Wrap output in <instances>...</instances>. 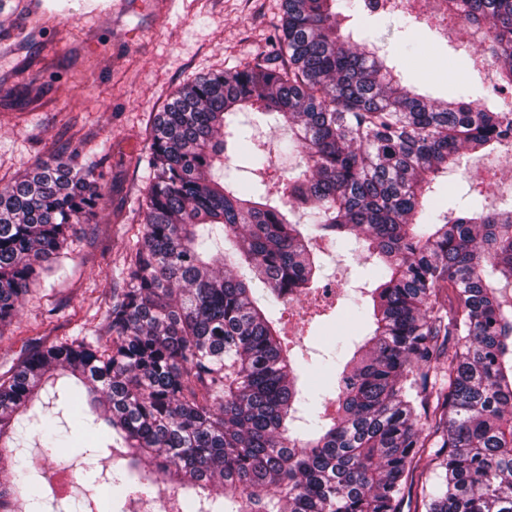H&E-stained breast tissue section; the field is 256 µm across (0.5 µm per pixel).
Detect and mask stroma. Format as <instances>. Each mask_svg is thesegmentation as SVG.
Returning <instances> with one entry per match:
<instances>
[{
  "instance_id": "stroma-1",
  "label": "stroma",
  "mask_w": 512,
  "mask_h": 512,
  "mask_svg": "<svg viewBox=\"0 0 512 512\" xmlns=\"http://www.w3.org/2000/svg\"><path fill=\"white\" fill-rule=\"evenodd\" d=\"M284 0H0V185L42 161L94 163L107 195L95 223L70 238L63 276L26 295L11 325L0 328V371L17 364L31 339L93 336L112 294L111 274L126 257L127 225L149 184L148 145L155 116L174 93L200 76L268 53ZM384 15L355 16L368 34L393 30L381 52L408 84L439 98L458 84L487 96L495 68L478 39L438 34L427 23L405 29ZM485 181L489 210L512 207V160L478 153L449 173L453 204L464 207L470 186ZM322 277L336 288L332 309L303 300L280 313L282 338L299 362L329 356L326 335L345 325V312L366 288L353 247L327 250ZM30 464L46 475L44 512H75L86 497L109 504L107 486L74 485L58 495L56 472L80 470L72 455L22 436Z\"/></svg>"
}]
</instances>
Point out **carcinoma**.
<instances>
[{"instance_id": "1", "label": "carcinoma", "mask_w": 512, "mask_h": 512, "mask_svg": "<svg viewBox=\"0 0 512 512\" xmlns=\"http://www.w3.org/2000/svg\"><path fill=\"white\" fill-rule=\"evenodd\" d=\"M360 2L284 0L275 56L199 77L158 113L105 328L0 373V458L13 423L67 376L82 400L73 420L125 449L95 484L192 489L211 499L199 512H403L416 477L425 512H512V209L486 211L478 182L460 213L433 187L468 154L512 148V109L404 83L371 36L343 33ZM448 9L483 30L512 87V0ZM268 115L288 127L279 153L300 161L271 184L259 148L243 189L224 154ZM102 197L94 164L62 160L0 188V325L63 270L70 232ZM300 209L305 224L289 219ZM216 226L233 252L212 248ZM324 239L355 241L373 284L329 423L313 411L315 371L285 353L273 317L314 289ZM32 421L43 447L77 449ZM39 501L13 461L0 512Z\"/></svg>"}]
</instances>
